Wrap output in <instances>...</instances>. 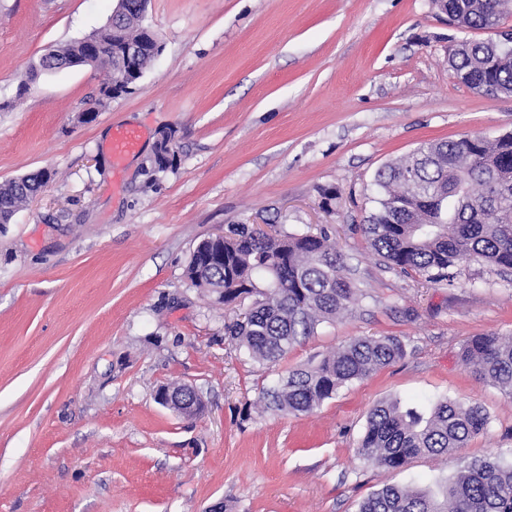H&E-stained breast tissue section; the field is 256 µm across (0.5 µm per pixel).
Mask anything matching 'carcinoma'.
<instances>
[{
    "instance_id": "1",
    "label": "carcinoma",
    "mask_w": 512,
    "mask_h": 512,
    "mask_svg": "<svg viewBox=\"0 0 512 512\" xmlns=\"http://www.w3.org/2000/svg\"><path fill=\"white\" fill-rule=\"evenodd\" d=\"M125 12L90 35L108 70L95 105L133 93L120 44H142L140 67L151 63L153 37L142 28L138 0H126ZM465 28L491 36L465 40L448 50L457 78L488 97L512 96V33L500 27L512 12V0H448ZM85 45L74 42L42 57L48 71L82 63ZM172 134L156 146L152 171L173 169ZM50 176L45 171L0 185V224L36 196ZM375 209L360 225L370 249L387 266L429 282L453 281L462 267L483 262L512 270V133L495 138L464 135L420 144L407 157L389 162L375 176ZM344 258L326 232L273 237L255 235L247 224H233L224 243L200 241L185 276L196 288L231 304L251 299L243 319L224 326L225 338L246 349L252 359L279 362L319 324L333 322L366 293L344 275ZM394 336L356 337L318 362L288 373L262 391L264 405L277 411L309 414L338 390L403 358ZM460 358L470 372L512 397V336H471ZM483 407L440 399L425 410L396 400L375 405L357 448L369 466L404 468L420 455L456 452L487 430ZM358 512H512V462L498 456L473 459L451 479L444 500L426 489L386 485L364 499Z\"/></svg>"
}]
</instances>
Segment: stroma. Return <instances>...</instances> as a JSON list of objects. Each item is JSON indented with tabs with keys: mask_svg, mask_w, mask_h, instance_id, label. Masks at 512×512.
Masks as SVG:
<instances>
[{
	"mask_svg": "<svg viewBox=\"0 0 512 512\" xmlns=\"http://www.w3.org/2000/svg\"><path fill=\"white\" fill-rule=\"evenodd\" d=\"M117 0H0V183L48 186L0 224V512H357L387 485L442 495L474 458L512 455V399L460 360L512 334V275L471 263L454 283L389 269L359 230L374 175L420 144L512 131V97L476 93L448 48L473 38L431 0H148L162 44L132 94L99 97L100 67L41 74ZM142 132L113 168L112 133ZM176 169L152 173L162 133ZM338 192L323 207L319 188ZM327 230L365 297L267 366L224 338L243 312L185 277L219 226ZM358 336L405 356L309 414L264 409L280 375ZM185 384L193 419L159 405ZM481 405L485 433L400 470L356 453L379 401Z\"/></svg>",
	"mask_w": 512,
	"mask_h": 512,
	"instance_id": "1",
	"label": "stroma"
}]
</instances>
